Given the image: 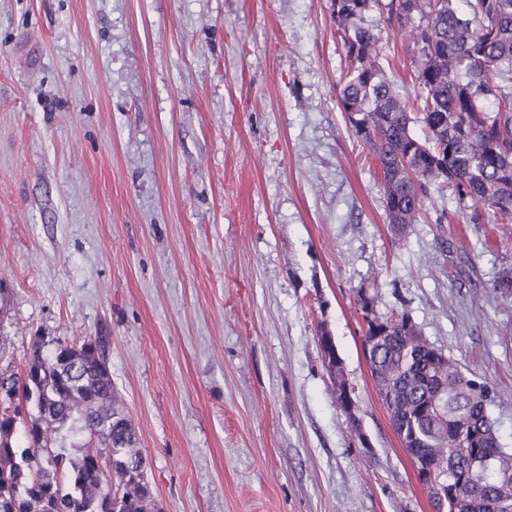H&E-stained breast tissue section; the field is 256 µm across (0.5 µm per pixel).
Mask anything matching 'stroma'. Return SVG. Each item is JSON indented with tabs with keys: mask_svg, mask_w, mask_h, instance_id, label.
Masks as SVG:
<instances>
[{
	"mask_svg": "<svg viewBox=\"0 0 512 512\" xmlns=\"http://www.w3.org/2000/svg\"><path fill=\"white\" fill-rule=\"evenodd\" d=\"M378 48L417 95L406 42ZM347 68L331 0H0V373L106 337L163 512H434L365 293L489 386L512 446V228L436 181L394 235ZM319 339L327 349V351H322L323 360L328 371L333 374L336 384L337 402L342 410L350 416L354 415L352 419H355L354 409L351 405L350 384L345 378L343 364L339 358L334 338L330 332L323 330L320 333Z\"/></svg>",
	"mask_w": 512,
	"mask_h": 512,
	"instance_id": "35a3bbf8",
	"label": "stroma"
}]
</instances>
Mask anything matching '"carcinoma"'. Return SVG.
Listing matches in <instances>:
<instances>
[{"label": "carcinoma", "mask_w": 512, "mask_h": 512, "mask_svg": "<svg viewBox=\"0 0 512 512\" xmlns=\"http://www.w3.org/2000/svg\"><path fill=\"white\" fill-rule=\"evenodd\" d=\"M340 40L350 61L339 92L341 111L355 137L367 145L385 180L389 223L399 232L417 220L427 186L443 180L473 209L493 211L512 223V0H331ZM409 41L422 104L417 115L379 62L381 30L371 14ZM427 130L421 140L410 129ZM492 288L512 297V269ZM372 347V376L392 421L415 444L412 459L433 449L441 474L460 490L448 492L445 512H512L494 468L472 481L467 461L477 452L512 464L489 409L488 388L453 357L443 367L426 359V339L409 317L394 311L363 316ZM9 406L0 408V512H161L137 448L135 425L112 385L105 343L37 347L25 373L0 375ZM23 431L29 446L11 439ZM74 454L62 452L67 438ZM140 463L135 473L112 464L103 482L99 460L112 449Z\"/></svg>", "instance_id": "carcinoma-1"}]
</instances>
